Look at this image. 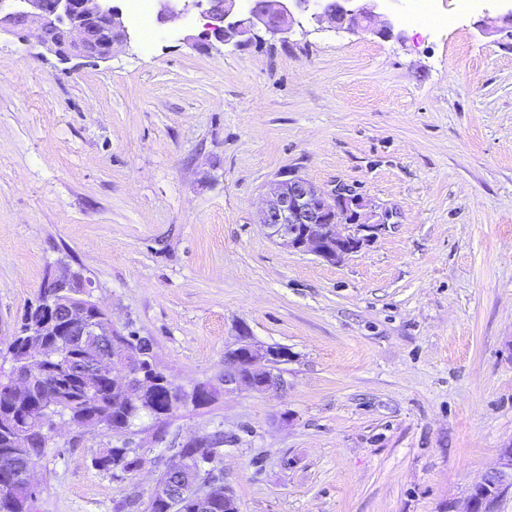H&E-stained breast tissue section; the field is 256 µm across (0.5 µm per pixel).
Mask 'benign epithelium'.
<instances>
[{
	"mask_svg": "<svg viewBox=\"0 0 512 512\" xmlns=\"http://www.w3.org/2000/svg\"><path fill=\"white\" fill-rule=\"evenodd\" d=\"M156 20L164 24L194 10L212 20L206 40L224 44L247 43L263 29L286 35L296 22L294 12L305 13L318 25L356 33L374 24L379 36L392 35L391 23L376 13L380 0H155ZM34 32L38 45L59 62L73 59L107 61L114 46L130 43L123 12L116 0H0V36ZM273 204L260 214L259 224L278 245L310 252L328 262L341 263L361 250L382 229L375 214L364 211L362 198L343 184L325 191L298 174L278 180ZM44 309L30 318L25 335L27 368L16 366L8 373L10 390L24 396L30 386L32 365H55L57 375L78 380L92 391L106 379L112 390L134 397L142 407L156 406L165 398L169 409L193 403H210L219 395L238 392L270 393L287 387L280 365L288 350L262 346L247 327L240 329L237 343L224 352V379L198 383L190 388L176 384L163 370L146 369L150 348H131L111 314L93 299L94 284L65 270L50 273L41 285ZM59 326L58 335L94 342V350L73 362L64 344L43 343L47 329ZM184 446L194 449V459L169 456L164 470L183 481L179 489L168 478L156 479L144 503V512L161 504L165 512H181L182 500L193 498L195 512H210L214 496L224 494V512H239L236 498L214 479L217 470L207 444L191 438ZM512 490V446L499 449L498 467L475 485L465 512H496L502 496Z\"/></svg>",
	"mask_w": 512,
	"mask_h": 512,
	"instance_id": "1",
	"label": "benign epithelium"
}]
</instances>
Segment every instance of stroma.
I'll use <instances>...</instances> for the list:
<instances>
[{"label":"stroma","instance_id":"35a3bbf8","mask_svg":"<svg viewBox=\"0 0 512 512\" xmlns=\"http://www.w3.org/2000/svg\"><path fill=\"white\" fill-rule=\"evenodd\" d=\"M457 2L436 34L381 0L392 37L303 15L245 46L203 44L194 11L104 62L0 37V347L65 266L184 387L243 325L290 353L280 393L65 427L33 512L147 500L173 444L217 431L241 512H465L512 445V29ZM288 171L386 228L339 265L280 247L258 217ZM106 448L142 468L97 469Z\"/></svg>","mask_w":512,"mask_h":512}]
</instances>
